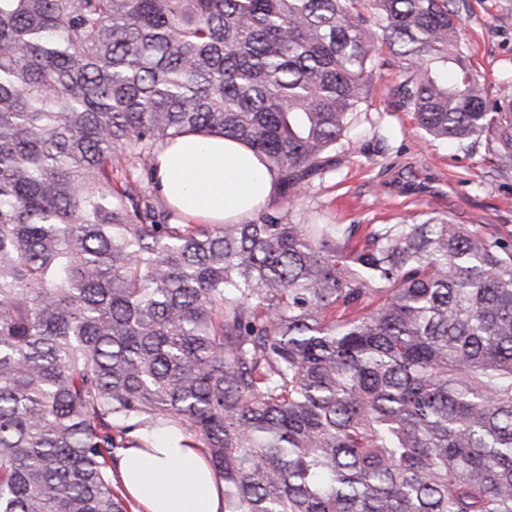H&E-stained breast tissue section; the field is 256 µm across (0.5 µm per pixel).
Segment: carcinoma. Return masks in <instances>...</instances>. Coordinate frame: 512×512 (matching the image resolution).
<instances>
[{
  "instance_id": "carcinoma-1",
  "label": "carcinoma",
  "mask_w": 512,
  "mask_h": 512,
  "mask_svg": "<svg viewBox=\"0 0 512 512\" xmlns=\"http://www.w3.org/2000/svg\"><path fill=\"white\" fill-rule=\"evenodd\" d=\"M459 0H0V512H129L113 432L207 449L224 512H512V231L284 220L375 46L433 140L512 178V94ZM247 145L277 207L178 224L183 133Z\"/></svg>"
}]
</instances>
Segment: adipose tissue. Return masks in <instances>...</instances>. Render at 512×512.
Returning a JSON list of instances; mask_svg holds the SVG:
<instances>
[{"instance_id": "ef3b65f1", "label": "adipose tissue", "mask_w": 512, "mask_h": 512, "mask_svg": "<svg viewBox=\"0 0 512 512\" xmlns=\"http://www.w3.org/2000/svg\"><path fill=\"white\" fill-rule=\"evenodd\" d=\"M158 191L180 219L197 224L241 222L276 192V177L246 145L185 133L155 160ZM136 446L122 449L117 470L139 512H224V488L204 449L180 431L146 424Z\"/></svg>"}]
</instances>
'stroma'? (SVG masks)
I'll return each mask as SVG.
<instances>
[{
  "mask_svg": "<svg viewBox=\"0 0 512 512\" xmlns=\"http://www.w3.org/2000/svg\"><path fill=\"white\" fill-rule=\"evenodd\" d=\"M460 11L469 63L496 97L512 85V0H466ZM400 80L396 58L379 47L367 101L334 169L296 205L305 223L392 224L433 213L512 230V178L495 174L486 142L426 139L395 94Z\"/></svg>",
  "mask_w": 512,
  "mask_h": 512,
  "instance_id": "obj_1",
  "label": "stroma"
}]
</instances>
